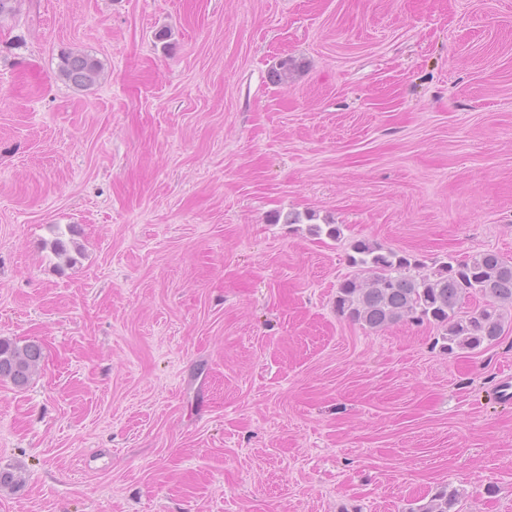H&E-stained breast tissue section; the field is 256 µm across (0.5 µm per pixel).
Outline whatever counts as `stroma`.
Returning <instances> with one entry per match:
<instances>
[{
  "mask_svg": "<svg viewBox=\"0 0 512 512\" xmlns=\"http://www.w3.org/2000/svg\"><path fill=\"white\" fill-rule=\"evenodd\" d=\"M359 240L512 260V0H16L0 337L43 362L0 383V512H512V307L452 355L348 322ZM101 62L90 53L69 50L61 54L59 75L78 90H87L96 85L102 73ZM459 497V491L449 484L441 486L428 499L409 504L407 512H457Z\"/></svg>",
  "mask_w": 512,
  "mask_h": 512,
  "instance_id": "obj_1",
  "label": "stroma"
}]
</instances>
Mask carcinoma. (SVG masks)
<instances>
[{
  "mask_svg": "<svg viewBox=\"0 0 512 512\" xmlns=\"http://www.w3.org/2000/svg\"><path fill=\"white\" fill-rule=\"evenodd\" d=\"M58 71L76 89L88 90L98 83L102 64L87 52L69 50L61 54ZM352 248V262L363 267V274L339 284L336 312L341 317L372 330L404 319L434 324L440 329V349L449 354L475 351L502 335L501 307L512 306V261L495 252L463 260L449 255L425 273V263L413 255L384 252L367 240ZM477 295L486 304L464 309L466 300ZM41 362L39 343L0 338V382L24 390ZM459 497L457 489L442 486L410 504L408 512H457Z\"/></svg>",
  "mask_w": 512,
  "mask_h": 512,
  "instance_id": "obj_1",
  "label": "carcinoma"
}]
</instances>
